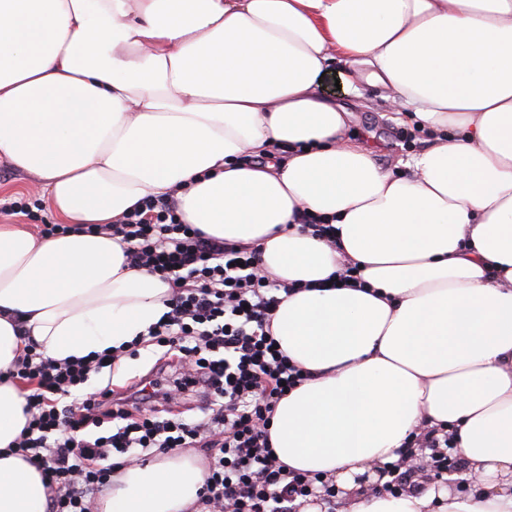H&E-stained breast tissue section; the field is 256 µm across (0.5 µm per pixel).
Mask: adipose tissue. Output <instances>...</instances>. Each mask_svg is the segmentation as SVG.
<instances>
[{
  "mask_svg": "<svg viewBox=\"0 0 512 512\" xmlns=\"http://www.w3.org/2000/svg\"><path fill=\"white\" fill-rule=\"evenodd\" d=\"M338 58L432 134L402 171L324 96ZM1 160L69 230L0 223V512L49 507L5 453L30 392L7 370L29 341L79 358L159 320L168 281L96 227L169 193L298 286L272 324L309 374L269 427L281 462L328 473L345 512H512V0H0ZM345 257L361 287L314 289ZM424 425L454 433L471 490L363 492ZM203 482L168 455L101 509L188 512ZM303 229L311 233L312 236L323 239L330 246L336 244V227L328 224L326 220L313 217L310 214L303 213L300 218Z\"/></svg>",
  "mask_w": 512,
  "mask_h": 512,
  "instance_id": "ef3b65f1",
  "label": "adipose tissue"
}]
</instances>
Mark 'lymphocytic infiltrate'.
Here are the masks:
<instances>
[{
    "label": "lymphocytic infiltrate",
    "mask_w": 512,
    "mask_h": 512,
    "mask_svg": "<svg viewBox=\"0 0 512 512\" xmlns=\"http://www.w3.org/2000/svg\"><path fill=\"white\" fill-rule=\"evenodd\" d=\"M173 195L144 198L112 232L134 266L171 282L168 309L141 341L92 358L56 361L28 343L10 378L30 381L26 424L9 446L34 464L52 491L49 512H96L120 469L155 452L203 454L205 481L192 512H301L316 498L336 512L339 491L324 473L281 464L268 427L285 390L309 375L294 365L272 334L287 285L269 278L255 248L218 242L181 223ZM155 347L180 377L163 394L131 384L120 398L111 387L86 391L88 381L139 347ZM200 414L183 419L171 405L189 391ZM453 435L422 427L397 460L378 465L375 494H414L430 476L462 470Z\"/></svg>",
    "instance_id": "1"
}]
</instances>
